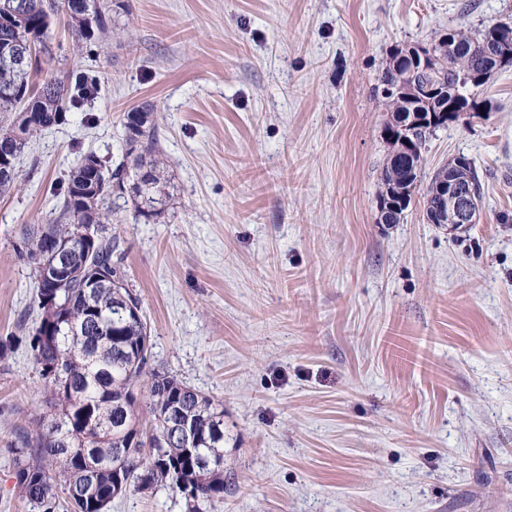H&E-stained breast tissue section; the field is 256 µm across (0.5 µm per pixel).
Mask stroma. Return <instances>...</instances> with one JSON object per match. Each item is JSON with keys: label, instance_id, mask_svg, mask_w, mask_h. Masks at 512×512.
<instances>
[{"label": "stroma", "instance_id": "obj_1", "mask_svg": "<svg viewBox=\"0 0 512 512\" xmlns=\"http://www.w3.org/2000/svg\"><path fill=\"white\" fill-rule=\"evenodd\" d=\"M76 51L58 17L43 77L93 69L97 96L33 137L0 196V336L31 314L12 244L53 217L84 155L117 164L156 107L170 197L117 200L152 364L224 403V499L203 512H512V67L494 110L430 138L425 174L466 156L479 220L378 221L395 48L512 21V0H127ZM45 409L25 346L0 364V512H35L10 446ZM108 512H186L168 489Z\"/></svg>", "mask_w": 512, "mask_h": 512}]
</instances>
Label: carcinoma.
Wrapping results in <instances>:
<instances>
[{
  "label": "carcinoma",
  "mask_w": 512,
  "mask_h": 512,
  "mask_svg": "<svg viewBox=\"0 0 512 512\" xmlns=\"http://www.w3.org/2000/svg\"><path fill=\"white\" fill-rule=\"evenodd\" d=\"M60 14L68 18L72 40L81 49L112 32L109 0H0V43L29 47L48 41ZM510 25L499 20L435 35L427 46L440 61L420 76L419 85L439 84L451 92L461 76L494 68V34ZM40 71L39 63L0 66V90L13 91L11 97L0 95V140L15 141L19 154L45 125L65 121L97 89L96 76L90 73L68 72L38 83ZM377 81L387 127L398 113L410 111L411 102L392 88L398 81L392 64ZM153 111L152 104L144 103L127 113V150L110 175L80 160L56 195L53 221L20 228L15 253L27 261L35 278L38 266L53 262L43 253L47 240L72 247L68 264L73 276L49 289L61 304L55 321L21 326L22 335L0 337V359L14 344L25 345L53 409L34 419L33 429L22 431L11 448L19 494L39 512H59L64 506L72 510L78 495L81 512H107L114 497L131 489L164 487L181 496L192 487L197 495L185 498L189 512L224 498V404L151 368L147 322L143 314L127 309L140 300L127 282L124 239L117 227H107L114 185L124 181L128 170L140 176L138 215L151 219L163 212V161L157 150L158 126L150 120ZM434 133L429 128L415 132L419 182L423 151ZM395 151L390 145L380 173L383 187L401 176L392 167ZM460 176L470 184L473 208H478L483 185L472 162ZM93 219L101 224L102 236L86 248L75 233L77 226Z\"/></svg>",
  "instance_id": "1"
}]
</instances>
